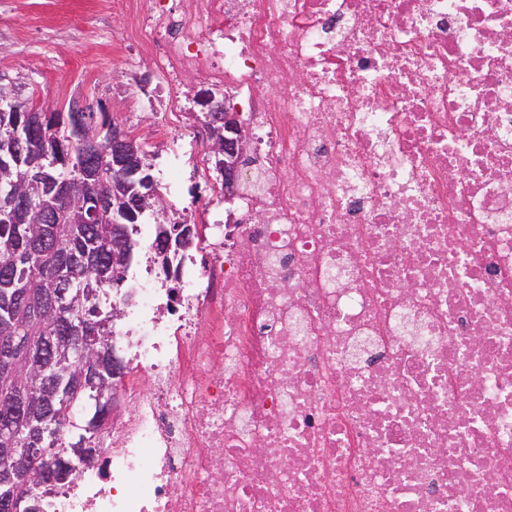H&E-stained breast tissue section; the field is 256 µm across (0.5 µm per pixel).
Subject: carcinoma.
Returning a JSON list of instances; mask_svg holds the SVG:
<instances>
[{
  "label": "carcinoma",
  "mask_w": 512,
  "mask_h": 512,
  "mask_svg": "<svg viewBox=\"0 0 512 512\" xmlns=\"http://www.w3.org/2000/svg\"><path fill=\"white\" fill-rule=\"evenodd\" d=\"M9 105L16 112H0V337L22 336L38 352L50 336H73L87 347L101 348L98 339L112 335L113 284L116 276L117 234L112 224V157L89 138L86 120L91 112H28V103L17 98ZM27 142L23 156L13 153L16 135ZM75 140L71 162L56 151V143ZM93 193L106 219L102 224H58L56 215L77 208ZM33 196L34 209L22 207L21 198ZM94 284V295L71 299L65 309L41 316L15 298L26 294L38 300L43 294L65 287L62 278ZM52 385L40 377V363L17 357L13 373L0 374V395L28 400L36 409L24 439L39 440L41 419L50 412ZM67 484L59 480L37 490L31 512H44L47 498Z\"/></svg>",
  "instance_id": "obj_1"
}]
</instances>
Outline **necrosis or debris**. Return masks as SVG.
<instances>
[{"mask_svg": "<svg viewBox=\"0 0 512 512\" xmlns=\"http://www.w3.org/2000/svg\"><path fill=\"white\" fill-rule=\"evenodd\" d=\"M159 2L245 105L239 216L115 296L124 410L47 512H512V0Z\"/></svg>", "mask_w": 512, "mask_h": 512, "instance_id": "4bbe7bcc", "label": "necrosis or debris"}]
</instances>
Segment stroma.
Segmentation results:
<instances>
[{"mask_svg":"<svg viewBox=\"0 0 512 512\" xmlns=\"http://www.w3.org/2000/svg\"><path fill=\"white\" fill-rule=\"evenodd\" d=\"M143 17L138 0H0V83L30 106H65L76 97L93 101L146 153L155 182H162L173 156L172 145L157 135L163 113L149 98L168 75L157 54L137 44ZM210 86L195 72L180 75L174 93L187 113L183 126L196 150L211 152L212 140L194 102ZM183 188L166 195L161 223L174 222L182 209L221 220L232 203L212 200L192 159L182 157Z\"/></svg>","mask_w":512,"mask_h":512,"instance_id":"obj_1","label":"stroma"}]
</instances>
